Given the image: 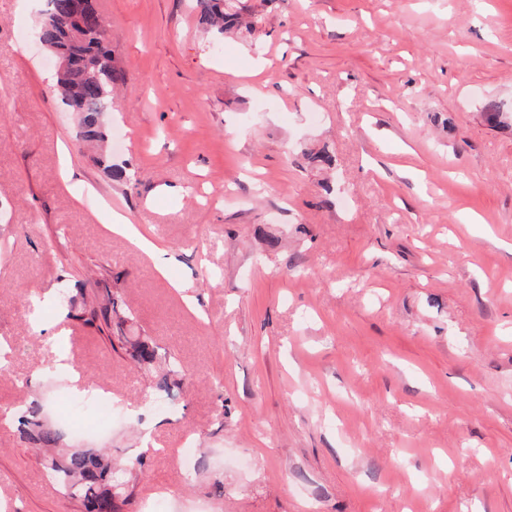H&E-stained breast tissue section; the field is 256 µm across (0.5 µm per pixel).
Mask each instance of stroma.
I'll list each match as a JSON object with an SVG mask.
<instances>
[{
    "label": "stroma",
    "mask_w": 512,
    "mask_h": 512,
    "mask_svg": "<svg viewBox=\"0 0 512 512\" xmlns=\"http://www.w3.org/2000/svg\"><path fill=\"white\" fill-rule=\"evenodd\" d=\"M97 3L130 183L50 92L46 0H0V409L42 396L70 445L83 384L116 402L83 444L140 462L130 512H512V0H230L218 48L192 0ZM64 283L118 289L187 382L63 319ZM0 512H74L13 420ZM112 220V231L118 235H123L129 238L137 247H139L146 254L153 255L155 252L161 250V248L153 241H150L146 238L139 236L133 229L131 224H126L122 216H113Z\"/></svg>",
    "instance_id": "35a3bbf8"
}]
</instances>
